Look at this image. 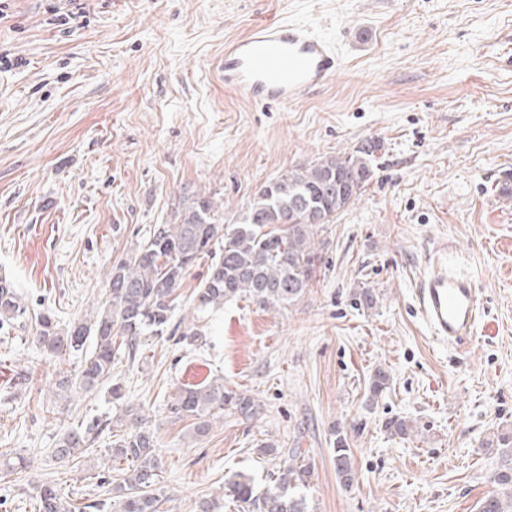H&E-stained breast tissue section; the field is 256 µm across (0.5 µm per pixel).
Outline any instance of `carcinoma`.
<instances>
[{"mask_svg":"<svg viewBox=\"0 0 512 512\" xmlns=\"http://www.w3.org/2000/svg\"><path fill=\"white\" fill-rule=\"evenodd\" d=\"M381 143L371 140L341 155H322L307 165L284 171L262 186L242 214L224 223V210L209 196L183 197L164 224H155L133 243L107 273L104 299L92 315L61 328L52 312L38 315L33 340L50 355L81 357L74 379L59 381V387L91 391L112 376L116 344L128 358L136 357L141 338L152 334H175L171 327L177 290L190 268L210 257L206 274L193 290L194 310L202 312L232 299H245L262 309L292 306L312 284L322 261L326 242L318 232L334 223L336 215L357 201L373 177L372 160ZM356 303L371 310L378 304L373 288L354 292ZM24 313L13 283L0 278V328L10 326ZM181 332V331H179ZM199 335L196 324L181 332L183 339ZM390 377L378 368L369 385V402L375 403L389 388ZM253 418L260 404L244 393L224 386L217 379L207 385L186 388L171 404L179 419L194 421V434L202 436L224 412ZM123 433L115 435L109 456L131 465L123 481L112 488L118 497V512H158L161 505V461L154 432L141 410L130 406L120 419ZM97 427L69 429L55 450L60 460L80 456L94 441ZM500 449L501 464L492 477L496 490L481 503L480 512H512V435H495L488 441ZM266 455H286L283 465L270 474V486L256 494L244 476L224 482V495L247 505L249 512H311L304 489L311 478V465L298 449L289 453L267 444ZM336 476L351 486L356 478L352 451L343 440L333 449ZM36 512H79L75 500L56 487L44 484L35 495Z\"/></svg>","mask_w":512,"mask_h":512,"instance_id":"obj_1","label":"carcinoma"}]
</instances>
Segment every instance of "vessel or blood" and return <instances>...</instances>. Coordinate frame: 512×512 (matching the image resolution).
<instances>
[{
  "instance_id": "obj_1",
  "label": "vessel or blood",
  "mask_w": 512,
  "mask_h": 512,
  "mask_svg": "<svg viewBox=\"0 0 512 512\" xmlns=\"http://www.w3.org/2000/svg\"><path fill=\"white\" fill-rule=\"evenodd\" d=\"M340 68L329 40L294 22L261 23L224 49L225 89L257 106L293 104L326 87ZM414 309L432 337L462 346L477 334L483 308L475 282L436 259L413 288Z\"/></svg>"
}]
</instances>
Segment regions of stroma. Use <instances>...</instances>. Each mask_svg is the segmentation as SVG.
<instances>
[{
	"label": "stroma",
	"instance_id": "stroma-1",
	"mask_svg": "<svg viewBox=\"0 0 512 512\" xmlns=\"http://www.w3.org/2000/svg\"><path fill=\"white\" fill-rule=\"evenodd\" d=\"M268 19L300 22L336 46L342 66L321 92L261 107L215 74L226 40ZM371 140L374 176L323 234L317 278L287 309L233 300L195 315L199 261L178 289L174 321L194 344L150 336L136 360L117 352L106 390L63 392L76 357L32 340L51 308L60 323L102 300L113 260L181 195L204 194L226 222L292 166ZM512 0H7L0 12V277L26 314L0 330V512H34L35 485L104 499L109 430L73 462L54 451L73 426L140 408L163 465L160 512H245L224 494L242 472L265 491L276 458L297 448L313 474L314 512H480L494 489L495 433L512 432ZM448 256L476 279L485 315L474 340L433 343L414 280ZM376 288L365 310L353 293ZM392 384L366 406L368 379ZM222 379L258 401L192 435L170 400ZM407 421L391 435L388 419ZM344 437L357 480L344 488L333 450Z\"/></svg>",
	"mask_w": 512,
	"mask_h": 512
}]
</instances>
